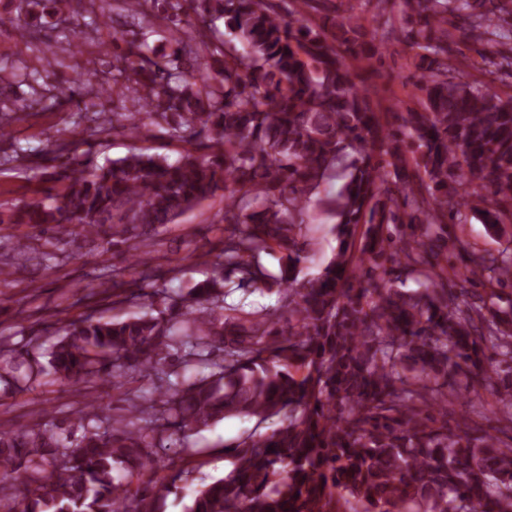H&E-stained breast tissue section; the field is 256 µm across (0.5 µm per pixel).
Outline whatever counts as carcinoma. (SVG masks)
Instances as JSON below:
<instances>
[{
  "label": "carcinoma",
  "instance_id": "cac0c4a2",
  "mask_svg": "<svg viewBox=\"0 0 512 512\" xmlns=\"http://www.w3.org/2000/svg\"><path fill=\"white\" fill-rule=\"evenodd\" d=\"M27 0L41 8L19 59L37 50L60 64L74 41L109 24L112 86L133 110L84 117L101 134L164 124L190 145L176 161L143 152L99 162L48 140L35 151L54 186L0 224L46 234L76 224L107 246L138 253L152 231L224 192V248L213 275L174 299L150 263L138 280L145 311L106 318L133 301L126 282L88 285L90 312L46 344L0 342V384H122L131 368L155 376L154 397L103 426L81 411L67 425L0 424V512H163L177 474L159 475L153 449L227 417L281 424L225 447L230 470L196 489L183 512H512V404L503 427L476 407L448 424V398L512 387V253L468 249L448 219L512 221V96L467 81L451 44L470 39L512 53V0H378L367 33L350 0H117L111 18L85 0ZM159 15L170 53L143 22ZM244 44L229 52L217 20ZM418 49L412 77L423 110L382 106L355 77L391 41ZM337 246L310 277L309 203L333 174ZM18 261L46 259L17 239ZM281 254L272 273L263 255ZM278 296V310L230 304L224 276ZM420 289H402L404 277ZM485 285L483 292L465 284ZM209 372L171 379L169 361ZM26 494H4L15 472Z\"/></svg>",
  "mask_w": 512,
  "mask_h": 512
}]
</instances>
